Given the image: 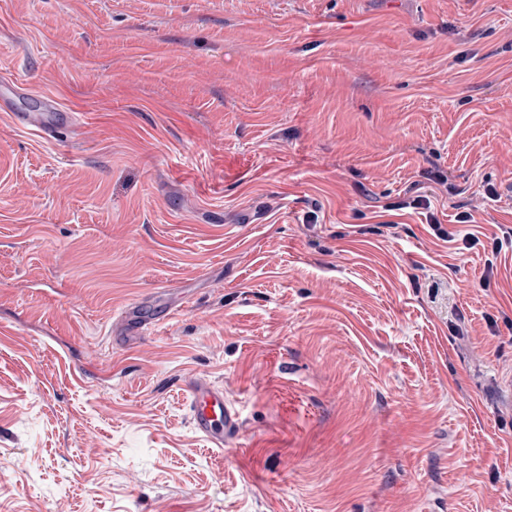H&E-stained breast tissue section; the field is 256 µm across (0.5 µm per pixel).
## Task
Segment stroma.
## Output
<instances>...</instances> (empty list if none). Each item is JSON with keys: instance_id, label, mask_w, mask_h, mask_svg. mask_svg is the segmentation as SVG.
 <instances>
[{"instance_id": "obj_1", "label": "stroma", "mask_w": 512, "mask_h": 512, "mask_svg": "<svg viewBox=\"0 0 512 512\" xmlns=\"http://www.w3.org/2000/svg\"><path fill=\"white\" fill-rule=\"evenodd\" d=\"M2 82L86 123L0 112V512H512V248L385 209L512 227V0H0ZM60 112L46 110L44 112H14L10 111V120L18 128L34 127L46 140L56 138V133L65 125L71 130H78L83 123L79 112H66L60 120ZM424 175L428 182H413L407 189L403 198H399L397 201L386 204V211H401L405 209L425 210L427 224H429V227L436 238L446 242H458L461 240L462 247H457L461 250L473 248L480 242L478 237H475L472 234H465L461 236V234L449 227L448 229L443 228L442 224L439 223L437 217L432 212L430 188L433 185L442 186L450 193L455 191V187L448 184L447 172H444L435 166L433 170H427ZM487 238L489 240V245L491 246V255L493 259H496L498 254H500L504 248H512V228L508 231H501V235L494 233L491 237ZM493 259L487 260L486 274L482 283V286L485 288L489 286L490 279L494 272ZM190 404V423L198 435L214 448H223L237 438L241 414L224 398V389L203 378L189 379L185 384Z\"/></svg>"}]
</instances>
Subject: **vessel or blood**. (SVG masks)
<instances>
[{"instance_id": "obj_1", "label": "vessel or blood", "mask_w": 512, "mask_h": 512, "mask_svg": "<svg viewBox=\"0 0 512 512\" xmlns=\"http://www.w3.org/2000/svg\"><path fill=\"white\" fill-rule=\"evenodd\" d=\"M12 124L19 128L33 127L47 140L55 139L61 127L79 129L83 119L81 113L58 114L44 112H14L10 115ZM190 404V423L198 435L212 447L221 448L228 441L236 439L240 431L241 414L224 397L221 387L210 384L203 378L189 379L185 384Z\"/></svg>"}]
</instances>
